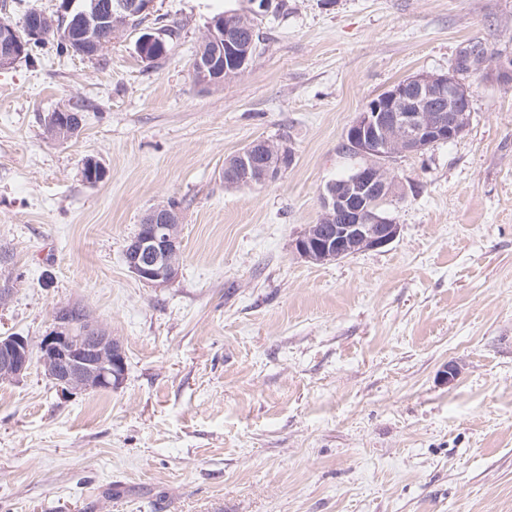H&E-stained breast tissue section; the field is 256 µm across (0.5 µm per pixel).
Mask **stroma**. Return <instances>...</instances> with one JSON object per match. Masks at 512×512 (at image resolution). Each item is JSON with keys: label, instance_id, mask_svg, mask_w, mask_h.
<instances>
[{"label": "stroma", "instance_id": "stroma-1", "mask_svg": "<svg viewBox=\"0 0 512 512\" xmlns=\"http://www.w3.org/2000/svg\"><path fill=\"white\" fill-rule=\"evenodd\" d=\"M250 7L155 0L180 31L153 63L127 28L96 59L52 42L0 70V249L19 275L0 334L38 343L79 302L127 364L120 388L65 401L36 363L0 382V512H512V84L492 72L512 0H270L251 67L197 84L210 18ZM476 45L466 132L388 163L396 239L297 256L326 184L364 162L344 149L357 112ZM72 106L80 134L48 139ZM256 139L293 164L225 185ZM171 199L182 263L152 288L124 246Z\"/></svg>", "mask_w": 512, "mask_h": 512}]
</instances>
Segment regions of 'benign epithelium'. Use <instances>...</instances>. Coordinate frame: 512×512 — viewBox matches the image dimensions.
Returning a JSON list of instances; mask_svg holds the SVG:
<instances>
[{"instance_id":"1","label":"benign epithelium","mask_w":512,"mask_h":512,"mask_svg":"<svg viewBox=\"0 0 512 512\" xmlns=\"http://www.w3.org/2000/svg\"><path fill=\"white\" fill-rule=\"evenodd\" d=\"M155 0H113L109 10L114 16L149 15ZM43 14L25 17L20 27L0 24V69H8L23 59L29 47L45 37ZM209 40H224L223 56L194 57L193 71L208 84L244 72L252 61L237 51L232 29L214 21L207 33ZM162 46V35L147 29L136 43L137 53L147 58L146 48ZM495 78L512 83V59L498 58ZM448 107V113L429 115L428 110ZM471 99L468 87L457 76V68L446 74L422 73L392 86L370 101L348 126L345 139L355 154L370 159L351 174L341 189L326 185L320 198L319 223L327 229L318 232L308 227L294 241V251L313 261L340 260L365 250L382 248L398 234L399 225L376 214L375 204L394 195L398 181L386 162L396 156L391 146L419 153L438 142L460 137L468 128ZM264 143L256 141L237 153V168L251 185H263L277 178V170L263 154ZM177 223L174 214L160 208L150 211L139 226L137 236L125 250L129 272L144 285L164 287L172 283L179 270L168 265L165 256L176 249L171 236ZM13 275L6 254L0 255V300L7 301L11 291L3 281ZM28 339L18 334L0 336V380L22 377L32 362ZM39 362L57 395L67 399L78 391L110 390L121 386L126 376L122 345L108 332H76L68 309L58 308L41 336Z\"/></svg>"}]
</instances>
